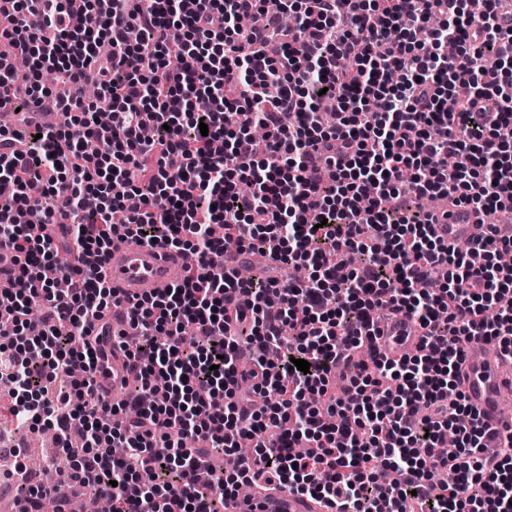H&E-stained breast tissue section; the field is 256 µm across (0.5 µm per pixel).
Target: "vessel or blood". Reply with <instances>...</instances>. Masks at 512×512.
<instances>
[{
	"mask_svg": "<svg viewBox=\"0 0 512 512\" xmlns=\"http://www.w3.org/2000/svg\"><path fill=\"white\" fill-rule=\"evenodd\" d=\"M486 222L483 212L466 208L461 217L433 225L432 230L438 239L457 248L476 240ZM184 263L178 252L116 239L104 271L111 287L125 297L138 298L169 288L175 270ZM371 327L377 349L394 359L416 352L424 337L421 327L401 311L374 316ZM459 384L488 431L512 427V410L503 403L504 393L512 390L511 361L496 351L468 357L460 370ZM226 512H328V507L324 500L301 496L281 486L255 485L249 494L232 499Z\"/></svg>",
	"mask_w": 512,
	"mask_h": 512,
	"instance_id": "vessel-or-blood-1",
	"label": "vessel or blood"
}]
</instances>
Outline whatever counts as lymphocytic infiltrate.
I'll return each mask as SVG.
<instances>
[{
    "label": "lymphocytic infiltrate",
    "mask_w": 512,
    "mask_h": 512,
    "mask_svg": "<svg viewBox=\"0 0 512 512\" xmlns=\"http://www.w3.org/2000/svg\"><path fill=\"white\" fill-rule=\"evenodd\" d=\"M11 2L0 95L19 83L27 106L70 116L0 154V248L15 281L0 291V380L12 422L53 430L70 463L27 485L21 512L50 499L71 512L88 494L115 512H219L260 481L333 512H512V435L490 449L458 391L473 345L512 359V307L499 303L512 234L492 224L451 250L422 205L512 210V0ZM272 10L294 27L271 28ZM256 125L265 140L238 153ZM96 140L108 152L87 151ZM117 236L191 264L126 304L103 274ZM63 247L61 293L43 270ZM231 247L309 275L225 274ZM234 294L244 326L230 335ZM124 304L135 334L91 338ZM388 308L425 329L417 354L377 351L369 321ZM116 349L131 366L118 406L96 384ZM76 364L82 377L49 400ZM244 380L265 394L260 409L238 402ZM219 455L236 458L231 473Z\"/></svg>",
    "instance_id": "lymphocytic-infiltrate-1"
}]
</instances>
